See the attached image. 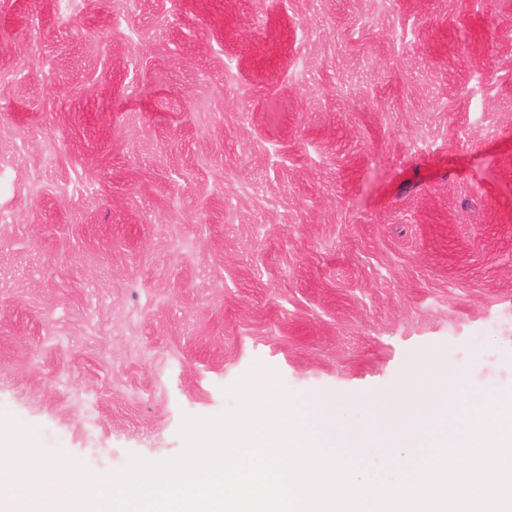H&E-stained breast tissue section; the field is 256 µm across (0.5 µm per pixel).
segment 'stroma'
Instances as JSON below:
<instances>
[{
  "label": "stroma",
  "mask_w": 512,
  "mask_h": 512,
  "mask_svg": "<svg viewBox=\"0 0 512 512\" xmlns=\"http://www.w3.org/2000/svg\"><path fill=\"white\" fill-rule=\"evenodd\" d=\"M512 390V0H0V422L93 474L279 378Z\"/></svg>",
  "instance_id": "obj_1"
}]
</instances>
